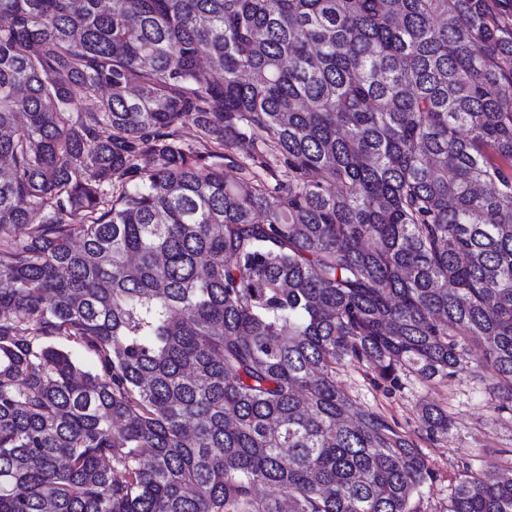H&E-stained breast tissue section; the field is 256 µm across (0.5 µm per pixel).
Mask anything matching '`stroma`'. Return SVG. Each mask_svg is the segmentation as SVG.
Here are the masks:
<instances>
[{
    "label": "stroma",
    "instance_id": "stroma-1",
    "mask_svg": "<svg viewBox=\"0 0 512 512\" xmlns=\"http://www.w3.org/2000/svg\"><path fill=\"white\" fill-rule=\"evenodd\" d=\"M336 380L358 405L397 421L421 449L434 479L416 502L419 512H446L463 462L488 480L512 468V412L490 408L484 381L472 373L463 371L441 383L411 373L393 388L354 362L338 367ZM426 404L447 410L451 425L446 436L431 440L421 432L419 415Z\"/></svg>",
    "mask_w": 512,
    "mask_h": 512
}]
</instances>
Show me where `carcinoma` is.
Wrapping results in <instances>:
<instances>
[{"mask_svg":"<svg viewBox=\"0 0 512 512\" xmlns=\"http://www.w3.org/2000/svg\"><path fill=\"white\" fill-rule=\"evenodd\" d=\"M0 160V512H417L424 455L336 368L488 367L512 408L488 0H0ZM447 512H512V472Z\"/></svg>","mask_w":512,"mask_h":512,"instance_id":"1","label":"carcinoma"}]
</instances>
